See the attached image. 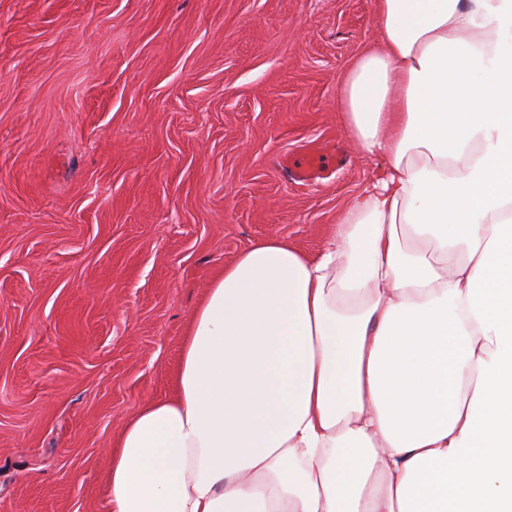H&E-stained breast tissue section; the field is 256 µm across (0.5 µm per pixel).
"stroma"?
Listing matches in <instances>:
<instances>
[{
    "label": "stroma",
    "mask_w": 512,
    "mask_h": 512,
    "mask_svg": "<svg viewBox=\"0 0 512 512\" xmlns=\"http://www.w3.org/2000/svg\"><path fill=\"white\" fill-rule=\"evenodd\" d=\"M379 36L374 0H0V512H98L224 265L318 251L378 163L337 94ZM279 166L298 180L307 183L320 181L325 172L324 154L320 147H311L296 157L283 156Z\"/></svg>",
    "instance_id": "35a3bbf8"
}]
</instances>
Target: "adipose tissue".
<instances>
[{
    "mask_svg": "<svg viewBox=\"0 0 512 512\" xmlns=\"http://www.w3.org/2000/svg\"><path fill=\"white\" fill-rule=\"evenodd\" d=\"M338 108L381 163L313 256L242 252L104 512H512V0H376Z\"/></svg>",
    "mask_w": 512,
    "mask_h": 512,
    "instance_id": "1",
    "label": "adipose tissue"
}]
</instances>
